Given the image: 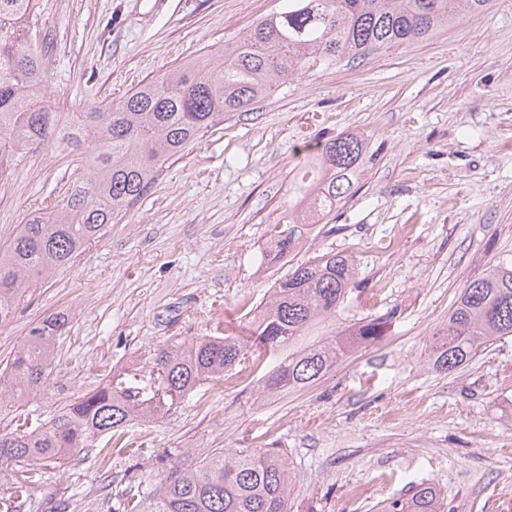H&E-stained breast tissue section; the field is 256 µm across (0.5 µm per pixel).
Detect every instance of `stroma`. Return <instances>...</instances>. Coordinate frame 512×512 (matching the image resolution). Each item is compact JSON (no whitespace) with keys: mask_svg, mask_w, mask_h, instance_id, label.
I'll use <instances>...</instances> for the list:
<instances>
[{"mask_svg":"<svg viewBox=\"0 0 512 512\" xmlns=\"http://www.w3.org/2000/svg\"><path fill=\"white\" fill-rule=\"evenodd\" d=\"M284 0H38L31 40L44 55L55 111L105 105L172 66L218 59ZM373 153L353 197L305 226L295 257L351 256L359 288L350 322L392 315L313 385L262 396L260 372H225L169 414L133 421V453L98 440L88 455L48 460V482L16 512H117L155 489L174 463L215 448L282 449L290 512H372L433 482L450 512L512 505V336L445 373L427 344L462 289L512 262V0L411 45L289 79L247 112H228L170 160L153 189L58 271L0 327V362L56 313L48 384L0 406V432L49 419L129 368L150 372L157 346L218 329L244 334L278 276L262 269L268 229L308 148L342 133ZM84 173L77 153L24 152L0 166V246L43 201Z\"/></svg>","mask_w":512,"mask_h":512,"instance_id":"obj_1","label":"stroma"}]
</instances>
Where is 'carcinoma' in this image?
I'll use <instances>...</instances> for the list:
<instances>
[{
  "label": "carcinoma",
  "instance_id": "cac0c4a2",
  "mask_svg": "<svg viewBox=\"0 0 512 512\" xmlns=\"http://www.w3.org/2000/svg\"><path fill=\"white\" fill-rule=\"evenodd\" d=\"M489 0H288L259 21L212 63L203 55L165 71L108 105L52 111L43 90L44 57L29 39L36 0H0V157L31 139L37 146L79 152L88 174L63 197L33 213L0 247V327L12 321L25 293L38 287L98 241L156 182L165 164L226 112H245L277 83L362 59L392 45L428 39ZM368 148L362 134L346 133L317 148L309 170L288 186V214L271 225L261 263L275 266L301 245L300 224H318L351 194ZM357 288L354 262L333 254L288 269L250 322L256 345L274 364L260 392L304 388L330 371L355 345L383 339L394 314L328 334ZM68 324L50 315L33 326L0 367V394L21 406L46 387L56 340ZM512 336V265L496 264L461 292L448 322L429 341L428 358L440 372L469 364L487 345ZM248 345L238 336H211L157 351L150 381L116 374L63 407L50 421L29 419L0 433V462L14 463V496L45 480L42 461L89 450L92 442L134 420L152 421L197 387L243 366ZM292 477L278 448H215L172 467L154 491V512H290ZM378 512H448L430 481L384 501Z\"/></svg>",
  "mask_w": 512,
  "mask_h": 512
}]
</instances>
